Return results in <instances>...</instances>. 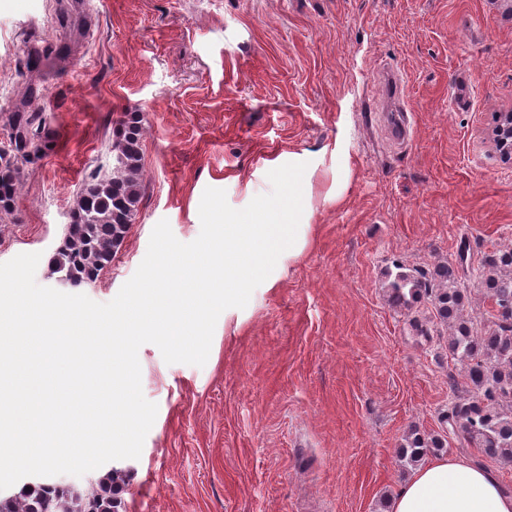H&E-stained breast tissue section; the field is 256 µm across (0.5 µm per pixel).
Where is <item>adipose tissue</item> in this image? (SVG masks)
<instances>
[{
    "label": "adipose tissue",
    "instance_id": "ef3b65f1",
    "mask_svg": "<svg viewBox=\"0 0 512 512\" xmlns=\"http://www.w3.org/2000/svg\"><path fill=\"white\" fill-rule=\"evenodd\" d=\"M392 512H512L497 475L465 459L428 458L397 492Z\"/></svg>",
    "mask_w": 512,
    "mask_h": 512
}]
</instances>
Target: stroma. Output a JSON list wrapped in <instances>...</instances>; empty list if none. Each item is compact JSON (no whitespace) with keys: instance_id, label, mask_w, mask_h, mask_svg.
<instances>
[{"instance_id":"1","label":"stroma","mask_w":512,"mask_h":512,"mask_svg":"<svg viewBox=\"0 0 512 512\" xmlns=\"http://www.w3.org/2000/svg\"><path fill=\"white\" fill-rule=\"evenodd\" d=\"M465 81L469 101L450 105ZM21 105L45 113L46 148L0 212V263L40 253L51 288L77 193L111 164L125 114L143 115L139 211L81 289L98 303L160 220L198 237L205 188L241 209L269 171L315 172L310 247L217 322L206 364L140 347L158 412L139 459L113 463L129 478L120 512H389L410 474L398 449L440 432L454 362L431 304L391 308L384 272L429 270L470 240L467 310L489 308L478 262L512 246V160L492 139L512 113V0H0V126Z\"/></svg>"}]
</instances>
